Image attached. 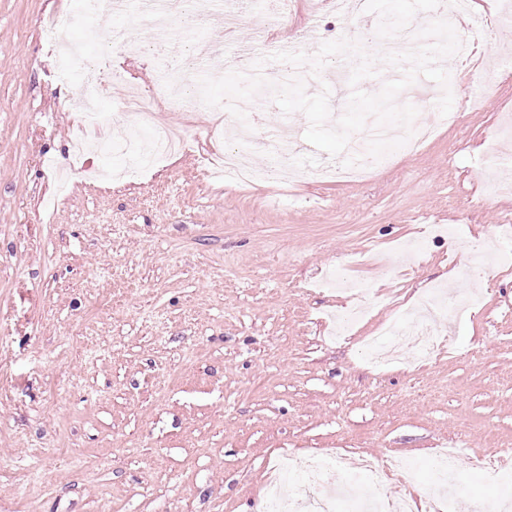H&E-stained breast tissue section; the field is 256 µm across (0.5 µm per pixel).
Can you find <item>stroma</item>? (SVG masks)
Listing matches in <instances>:
<instances>
[{"instance_id": "35a3bbf8", "label": "stroma", "mask_w": 512, "mask_h": 512, "mask_svg": "<svg viewBox=\"0 0 512 512\" xmlns=\"http://www.w3.org/2000/svg\"><path fill=\"white\" fill-rule=\"evenodd\" d=\"M428 3L368 0L367 13L426 24ZM83 6L0 0V512H257L269 470L291 448L398 455L424 493L437 483L433 449L512 455V260L478 281L460 269L473 241L512 253V192L483 194L486 167L512 176V72L485 66L451 79L458 101L472 84L487 88L456 128L419 103L417 90L439 86L418 78L396 102L417 106L433 139L365 182L254 192L203 172L230 139L200 130L190 112L124 113L123 83L153 88L157 73L194 64L201 38L221 47L209 74L226 73L253 46L263 7L229 37L222 0H211L194 26L172 20L159 48L133 2L66 33L81 56L62 75L40 24ZM113 25L141 48L120 52L124 80L101 103L113 138L153 125L197 134L146 169L124 154L92 156L94 180L71 152L76 132L94 128L72 106L88 97L84 65L111 47ZM309 26L321 43L345 23L319 0H296L271 34L282 41ZM267 108L269 128L295 130L299 165L329 163L306 140L303 113ZM333 277L399 297L340 331L347 297ZM450 282L482 301L449 319L451 350L407 351L374 370L365 337L409 324ZM455 484L456 512L512 496V483L475 470Z\"/></svg>"}]
</instances>
